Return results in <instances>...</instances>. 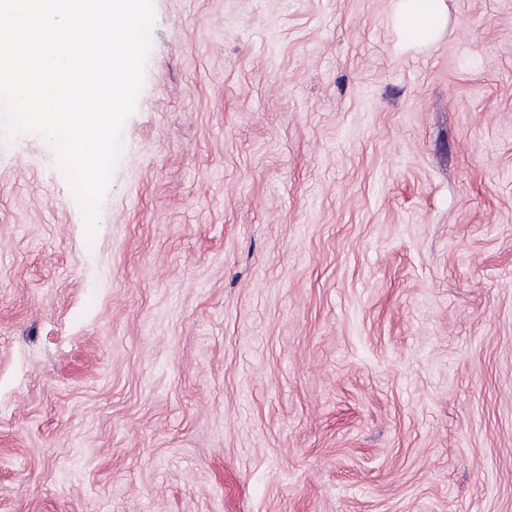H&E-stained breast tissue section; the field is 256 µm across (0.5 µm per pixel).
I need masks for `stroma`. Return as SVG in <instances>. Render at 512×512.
Returning <instances> with one entry per match:
<instances>
[{"mask_svg":"<svg viewBox=\"0 0 512 512\" xmlns=\"http://www.w3.org/2000/svg\"><path fill=\"white\" fill-rule=\"evenodd\" d=\"M154 0L88 226L0 146V512H512V0ZM401 15L420 37L428 38L442 22L440 0H401Z\"/></svg>","mask_w":512,"mask_h":512,"instance_id":"stroma-1","label":"stroma"}]
</instances>
